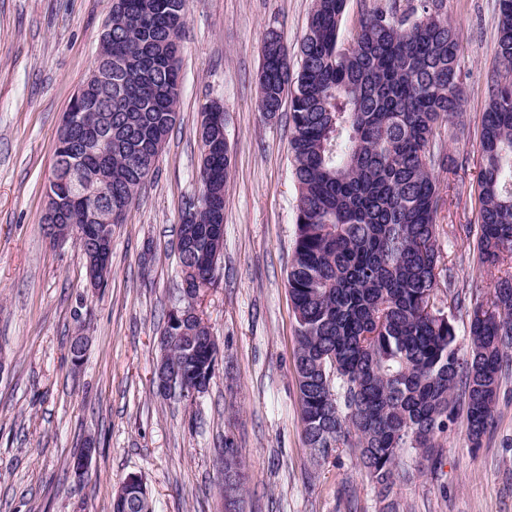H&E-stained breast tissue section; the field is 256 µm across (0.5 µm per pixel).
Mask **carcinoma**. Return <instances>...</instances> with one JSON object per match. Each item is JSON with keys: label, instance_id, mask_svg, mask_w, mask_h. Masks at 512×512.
Segmentation results:
<instances>
[{"label": "carcinoma", "instance_id": "cac0c4a2", "mask_svg": "<svg viewBox=\"0 0 512 512\" xmlns=\"http://www.w3.org/2000/svg\"><path fill=\"white\" fill-rule=\"evenodd\" d=\"M347 0H314L300 41V67L289 79L288 47L265 36L258 73L259 107L281 109L293 83L290 149L299 192L288 292L296 320L294 366L307 446L320 461L353 448L360 469L389 490L403 454L427 459L457 412L480 444L491 426L512 352V273L489 297L470 303L467 348L453 318L436 303L439 252L435 167L430 153L439 122L461 101L455 29L437 13L415 19L377 10L352 45L339 34ZM187 0H120L103 28L93 67L112 63V87L91 78L96 103L87 123L111 131V145L93 146L60 128L85 162L82 201L43 224L80 227L108 208L119 223L176 123L181 85L180 34ZM496 55L481 116L478 264L512 263V0H500ZM201 140L217 146L201 156V193L218 209L182 220L224 223L230 149L224 124L202 119ZM189 287L214 283L197 252L181 255ZM124 512H150L139 491Z\"/></svg>", "mask_w": 512, "mask_h": 512}]
</instances>
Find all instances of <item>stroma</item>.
I'll use <instances>...</instances> for the list:
<instances>
[{
  "mask_svg": "<svg viewBox=\"0 0 512 512\" xmlns=\"http://www.w3.org/2000/svg\"><path fill=\"white\" fill-rule=\"evenodd\" d=\"M314 0H189L179 54L178 118L122 223L112 275L87 286L75 241L46 238L40 219L58 130L89 75L112 0H0V512H110L140 474L153 512H224L222 460L237 449L244 512H512V373L480 447L458 415L422 460L405 453L389 495L361 473L353 449L316 462L303 438L287 276L298 189L289 111L261 112L257 75L267 31L295 48ZM421 0H348L340 41L367 13L406 14ZM457 27L463 95L431 143L436 169L438 297L493 290L505 267L478 269L476 224L486 76L497 64L499 0H442ZM224 108L231 169L224 251L199 302L220 348L208 390L161 395L154 372L171 309L182 303L177 231L199 194L198 130ZM89 344L81 364L69 345ZM93 438L90 472L69 470Z\"/></svg>",
  "mask_w": 512,
  "mask_h": 512,
  "instance_id": "obj_1",
  "label": "stroma"
}]
</instances>
